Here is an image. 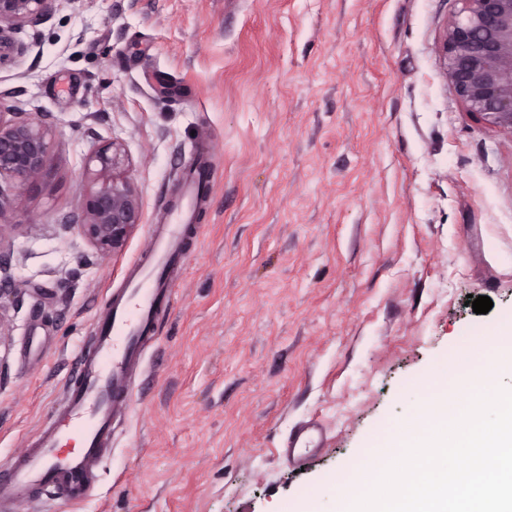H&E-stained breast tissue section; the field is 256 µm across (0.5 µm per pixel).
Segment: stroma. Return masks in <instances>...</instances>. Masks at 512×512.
<instances>
[{
  "instance_id": "35a3bbf8",
  "label": "stroma",
  "mask_w": 512,
  "mask_h": 512,
  "mask_svg": "<svg viewBox=\"0 0 512 512\" xmlns=\"http://www.w3.org/2000/svg\"><path fill=\"white\" fill-rule=\"evenodd\" d=\"M461 0H56L16 31L0 106L55 148L18 191L0 460L45 425L102 302L209 145L194 250L168 279L90 500L14 512H336L375 432L431 411L452 347L512 312V131L475 118L437 46ZM121 139L142 222L101 257L71 225L84 159ZM489 297L474 313L468 296ZM315 421L304 468L280 457Z\"/></svg>"
}]
</instances>
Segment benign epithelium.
<instances>
[{
	"label": "benign epithelium",
	"instance_id": "obj_1",
	"mask_svg": "<svg viewBox=\"0 0 512 512\" xmlns=\"http://www.w3.org/2000/svg\"><path fill=\"white\" fill-rule=\"evenodd\" d=\"M54 0H0V55L12 48L10 33L45 19ZM438 45L448 83L471 113L512 130V0H462ZM54 148L50 127L38 117L8 119L0 111V216L15 204V191L41 179ZM125 145L112 140L92 148L85 161L90 183L78 233L99 254L123 249L141 224L138 196L125 176Z\"/></svg>",
	"mask_w": 512,
	"mask_h": 512
}]
</instances>
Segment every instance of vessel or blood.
Here are the masks:
<instances>
[{
    "instance_id": "b4317fda",
    "label": "vessel or blood",
    "mask_w": 512,
    "mask_h": 512,
    "mask_svg": "<svg viewBox=\"0 0 512 512\" xmlns=\"http://www.w3.org/2000/svg\"><path fill=\"white\" fill-rule=\"evenodd\" d=\"M211 177L203 161L187 174L180 204L153 230L149 262L130 270L125 288L109 297L92 347L80 348L77 371L66 382L53 419L36 444L0 465V512L36 488L69 504L91 498L98 468L113 451L114 424L130 405V381L141 368L152 321L170 302L167 282L173 265L185 257L186 227ZM315 429L308 423L291 431L281 451L285 463L303 462Z\"/></svg>"
}]
</instances>
